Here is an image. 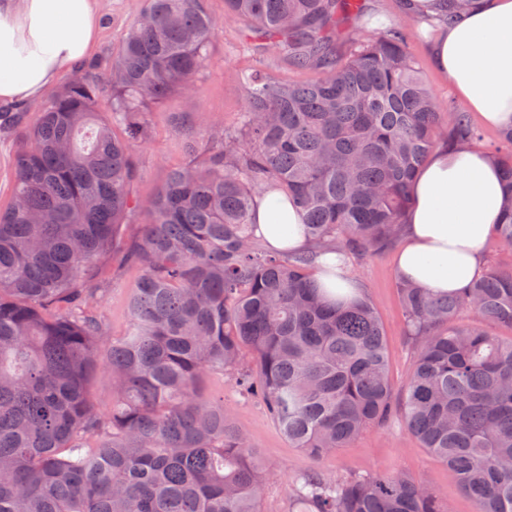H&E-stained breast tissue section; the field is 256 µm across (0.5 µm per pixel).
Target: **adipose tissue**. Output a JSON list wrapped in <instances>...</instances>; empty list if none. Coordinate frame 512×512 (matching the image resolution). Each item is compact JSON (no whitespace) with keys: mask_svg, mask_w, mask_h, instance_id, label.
Masks as SVG:
<instances>
[{"mask_svg":"<svg viewBox=\"0 0 512 512\" xmlns=\"http://www.w3.org/2000/svg\"><path fill=\"white\" fill-rule=\"evenodd\" d=\"M395 8L433 22L428 55L469 110L488 127H512V0H472L451 19L443 0H396ZM98 34L96 0H0V104L38 100L66 64L94 53ZM504 195L500 168L482 149L436 146L410 187L398 275L436 294L479 278L483 245L500 220ZM253 218L265 248L311 250L283 191L268 187L257 195ZM316 277L345 294L357 287L344 257L333 251L319 252Z\"/></svg>","mask_w":512,"mask_h":512,"instance_id":"ef3b65f1","label":"adipose tissue"}]
</instances>
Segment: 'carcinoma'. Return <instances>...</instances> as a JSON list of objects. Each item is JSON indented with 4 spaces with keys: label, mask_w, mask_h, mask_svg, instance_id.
Listing matches in <instances>:
<instances>
[{
    "label": "carcinoma",
    "mask_w": 512,
    "mask_h": 512,
    "mask_svg": "<svg viewBox=\"0 0 512 512\" xmlns=\"http://www.w3.org/2000/svg\"><path fill=\"white\" fill-rule=\"evenodd\" d=\"M224 3L249 36L322 77L249 76L234 129L186 133L190 160L142 199L132 149L150 138V106L193 91L218 31L204 0H147L104 79L76 73L52 91L16 155L0 210V512H263L259 453L203 394L209 374L260 397L316 461L398 419L473 512H512V337L483 328H512V270L443 295L398 279L416 359L396 389L372 300L330 295L315 253L259 247L252 221L255 194L276 185L315 244L358 260L391 249L428 153L479 144L469 113L439 104L402 23L336 56L362 0ZM487 154L503 170L496 233L511 248L512 151ZM136 215L144 230L129 242ZM112 252L139 272L121 336L93 282ZM98 373L106 412L90 391ZM288 512L450 508L403 473L313 472Z\"/></svg>",
    "instance_id": "cac0c4a2"
}]
</instances>
